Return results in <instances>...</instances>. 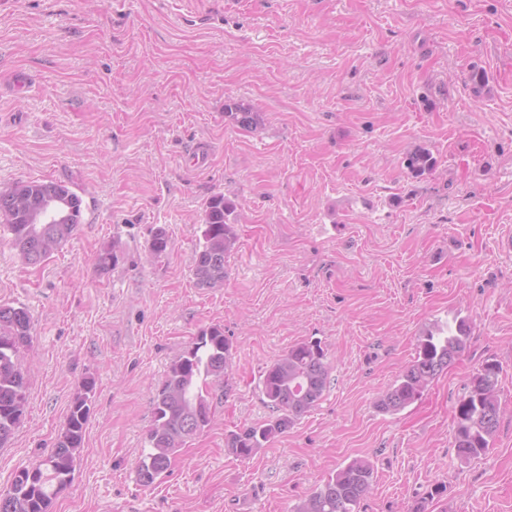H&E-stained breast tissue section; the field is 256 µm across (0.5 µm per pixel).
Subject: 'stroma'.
<instances>
[{"label":"stroma","mask_w":512,"mask_h":512,"mask_svg":"<svg viewBox=\"0 0 512 512\" xmlns=\"http://www.w3.org/2000/svg\"><path fill=\"white\" fill-rule=\"evenodd\" d=\"M233 99L262 126L225 122ZM418 149L435 161L419 176ZM21 180L63 182L83 212L37 266L0 228V304L33 320L0 492L54 448L88 379L53 512H292L355 459L374 469L358 512H512V0H0V190ZM217 194L238 239L223 287L201 288ZM456 317L464 352L379 411L422 333ZM213 325L233 343L213 421L143 486L155 390ZM303 340L324 348L329 388L236 459L227 435L271 417L261 376ZM491 360L498 429L464 464L455 407Z\"/></svg>","instance_id":"1"}]
</instances>
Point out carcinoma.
Listing matches in <instances>:
<instances>
[{
  "label": "carcinoma",
  "mask_w": 512,
  "mask_h": 512,
  "mask_svg": "<svg viewBox=\"0 0 512 512\" xmlns=\"http://www.w3.org/2000/svg\"><path fill=\"white\" fill-rule=\"evenodd\" d=\"M224 118L252 130L261 125L258 113L232 100L224 105ZM406 166L421 173L432 166V158L416 150L407 156ZM8 191L14 196L7 199L0 194V223L12 234L13 246L22 260L38 265L81 223L82 198L67 185L54 181H18ZM49 197L60 200L64 223L35 222ZM230 213L231 207L222 194L207 203L203 244L193 267L196 284L201 288L224 285L226 258L237 240L233 225L228 223ZM168 243L165 230L153 234L149 242L151 255H164ZM31 330L27 309L0 305V447L12 438L24 413L27 378L18 355L29 344ZM469 337L470 327L464 319L426 331L418 340L414 360L379 399V410L397 412L419 399L426 387L454 363ZM232 348L224 329L211 326L169 366L153 396V422L147 435L151 451L137 466L142 485H152L169 469L179 449L211 424L210 385L224 379L231 365ZM499 373L497 362H486L472 375L467 392L458 403L454 447L462 462L486 455L492 446L501 412ZM330 384V365L320 342L304 340L292 345L263 373L262 394L276 416L231 432L225 442L228 453L240 460L250 458L264 443L314 408ZM92 389L93 382L83 383V392L75 397L55 447L35 464L33 481L23 486L15 478L10 489L0 493V512H51L52 499L71 481L83 448ZM372 482L371 465L355 459L318 484L294 512H357Z\"/></svg>",
  "instance_id": "obj_1"
}]
</instances>
